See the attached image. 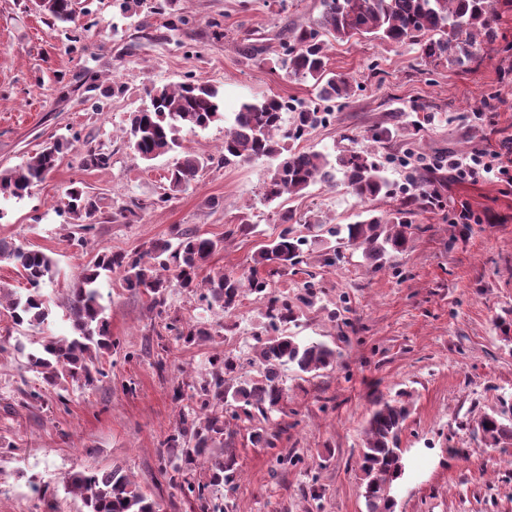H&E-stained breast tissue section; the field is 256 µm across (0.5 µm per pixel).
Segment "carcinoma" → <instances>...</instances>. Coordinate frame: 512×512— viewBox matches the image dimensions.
Returning a JSON list of instances; mask_svg holds the SVG:
<instances>
[{
	"label": "carcinoma",
	"instance_id": "1",
	"mask_svg": "<svg viewBox=\"0 0 512 512\" xmlns=\"http://www.w3.org/2000/svg\"><path fill=\"white\" fill-rule=\"evenodd\" d=\"M491 0H321L319 16L305 28L292 29L280 38L278 63L285 76L311 78L320 86L324 101L347 100L352 93L349 79L328 68L329 36L348 42L373 36L392 44L420 46L426 62L449 60L462 64L472 57L481 37L495 36ZM43 10L67 20L73 11L70 0H47ZM150 105L135 112L127 135L129 147L143 160L153 161L174 151L180 133L207 129L224 117L219 91L204 83H183L175 88L154 86L149 90ZM278 96L249 100L227 118L224 130V165L266 158L276 161L261 182L262 195L272 202L284 196L299 197L313 185L345 184L360 201L366 202L389 191L383 170L367 152L342 151L330 158L319 150L297 146L315 127L324 124L327 108L300 104L292 110L290 123L283 114L289 110ZM63 143L29 156L21 165L0 171V196L20 199L43 181L58 164ZM207 159L189 155L175 163L168 173L166 192L156 200L166 204L195 183ZM68 207L76 223L69 232L71 245L82 248L93 229L95 204L83 188L71 187ZM292 216H282L283 228L254 257L257 265L286 269L306 262L309 240L294 234L288 225ZM331 237L342 236L350 246L362 249L365 259L380 263L386 257L405 252L411 242L408 212L366 215L354 224L324 228ZM223 240L205 237L191 230L176 231L158 239L140 252H105L85 268L80 280L58 302L45 292V286L59 281L61 268L56 259L38 249L0 238V263L13 266L26 287L8 294L6 310L16 326H26L37 334L26 351L19 342L14 350L25 357V368L34 373L43 388H33L29 399L44 400V388L55 392L70 386H92L102 374L101 359L119 345L112 338L110 322L101 303L100 285L115 272L122 274L128 290L148 295L150 311L162 310L174 288L199 295L208 311L224 313L236 308L240 297L256 293L266 300L267 338L258 340L256 358L261 364L258 377L237 379V364L230 358L213 356L205 377L179 386L174 400L179 403V421L161 443L157 471L168 483L193 499L200 512H231L230 503L214 502L211 488L224 487L238 476L232 450L224 447L226 418L250 419L256 415L271 422L281 412L282 369L293 367L312 373L333 364L336 351L321 341H302L286 334L282 327L297 321L288 298L269 290V282L257 276L222 271L199 282V273L217 252ZM63 309L71 321L72 334L57 336L49 326L53 308ZM166 329L182 346L198 344L214 336L213 325L201 321L181 322L174 317ZM408 409L399 402L376 401L366 429L360 471L366 512H394L393 486L404 473L399 448L400 433ZM478 431L492 448L512 445V426L494 415L483 416ZM205 469L207 480L200 481L193 471ZM64 488L84 501L88 512H160L157 501L120 467L95 470L83 468L67 473Z\"/></svg>",
	"mask_w": 512,
	"mask_h": 512
}]
</instances>
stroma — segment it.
<instances>
[{
	"label": "stroma",
	"instance_id": "1",
	"mask_svg": "<svg viewBox=\"0 0 512 512\" xmlns=\"http://www.w3.org/2000/svg\"><path fill=\"white\" fill-rule=\"evenodd\" d=\"M75 19L38 12L34 0H0V170L22 164L47 142L66 148L47 178L24 199L0 198V238L56 259L64 281L57 297L104 251H133L193 229L224 246L205 267L237 274L257 268L298 314L287 332L327 343L332 366L285 373V396L274 447L255 445L259 420H231L224 439L235 453L239 481L234 512H365L358 468L365 428L377 400L409 409L400 446L405 472L394 489L395 512H512V447H488L481 416L512 424V186L496 178L455 181L432 162L497 148L512 138V0H493L496 38L465 66L422 60L419 46L370 37L333 42L331 71L349 77L347 104L306 144L338 154H374L389 195L359 202L344 187L317 184L307 194L266 202L261 159L220 160L224 121L183 133L176 153L141 160L125 134L151 85L203 81L217 87L225 112L245 100L276 95L317 104L310 80L286 78L274 66L278 36L315 18L320 0H73ZM259 45L246 57L242 45ZM389 137L376 143L372 129ZM106 167L87 165L90 153ZM185 155L212 156L185 193L158 204L168 168ZM431 178L442 206L417 200ZM84 187L96 201L86 250L71 246L67 192ZM474 213L457 221L461 204ZM407 210V252L374 267L361 250L340 245L336 265L318 260L285 271L255 267L253 258L292 212L297 233L307 223L345 225L365 210ZM254 225L249 236L235 234ZM316 298L304 304L306 283ZM103 305L120 351L105 358L91 387H70L24 405L35 376L15 351L0 353V512H86L61 477L86 466H120L151 493L163 512H194L155 469L156 453L178 419L172 391L204 374L214 356L245 360L255 376L256 333L266 302L244 295L229 315L199 310L197 298L172 290L165 316L147 295L125 288L120 274L103 285ZM224 321L228 332L191 347L175 344L167 318ZM165 371H158L157 362Z\"/></svg>",
	"mask_w": 512,
	"mask_h": 512
}]
</instances>
